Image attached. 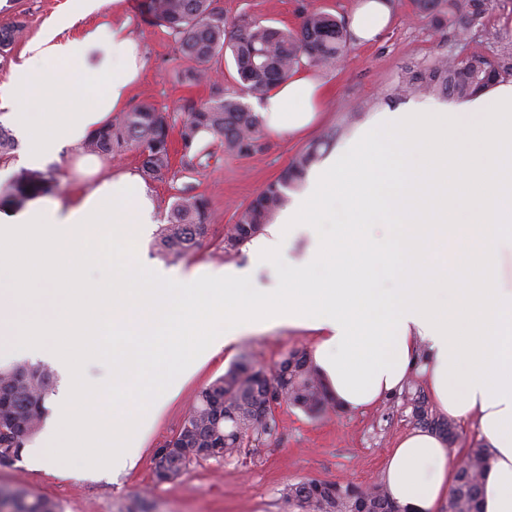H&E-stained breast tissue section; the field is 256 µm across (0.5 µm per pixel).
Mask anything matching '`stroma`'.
Instances as JSON below:
<instances>
[{"mask_svg":"<svg viewBox=\"0 0 512 512\" xmlns=\"http://www.w3.org/2000/svg\"><path fill=\"white\" fill-rule=\"evenodd\" d=\"M357 0H220L227 19L246 13L266 23L292 28L299 22L300 6L309 4L352 21ZM65 0H0V27L21 25L22 32L6 61L0 63V84L21 62L29 43L61 10ZM139 0H106L100 9L80 20V27L114 21L129 22L141 41L144 68L130 86L126 105L152 103L183 116L191 106L207 100L211 84L190 80L193 64L182 57L166 30L146 24ZM392 23L371 43L350 39L343 59L335 67L314 69L326 87L322 112L305 131L277 135L265 133L262 148L252 155L225 151L223 143L203 137L201 148L210 159L193 172L180 167L178 131H171V171L165 181H146L155 203V222L149 225L138 249L143 264L158 263L153 243L160 224L165 223L170 205L183 187L210 201L209 231L202 246L177 262L180 272L200 266L232 265L247 270L252 285L265 288L279 283L288 264L306 253L308 240L299 236L284 245L280 255L265 265L254 264L247 247L225 251L224 237L238 208L248 204L299 152L315 146L327 156L346 145L362 131L376 112L407 107L426 101L448 105L449 97L397 94L405 64H426L434 56L449 52L450 38L420 18L413 0H392ZM21 152L0 161V206L18 210L31 199L48 201L67 196L82 180L73 159L42 169L21 163ZM293 348L312 350L307 332L288 327H271L248 334L233 351L202 365L181 388L165 396L162 406L147 425L143 451L136 466L117 478L76 476L60 478L50 471L29 467L26 458L0 466V489L46 497L60 512H288L281 497L286 485L310 479L352 482L367 487L384 479L386 460L400 438L414 430L408 399L419 388L410 379L406 388L362 413L331 410L310 415L290 405L276 411V437L260 445L244 461L215 460L191 465L177 480L156 483L152 477L155 451L180 429L196 393L210 384L241 355L272 367L282 353Z\"/></svg>","mask_w":512,"mask_h":512,"instance_id":"obj_1","label":"stroma"}]
</instances>
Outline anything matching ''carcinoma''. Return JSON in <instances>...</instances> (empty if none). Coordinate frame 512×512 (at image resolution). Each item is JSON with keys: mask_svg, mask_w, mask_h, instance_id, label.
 I'll list each match as a JSON object with an SVG mask.
<instances>
[{"mask_svg": "<svg viewBox=\"0 0 512 512\" xmlns=\"http://www.w3.org/2000/svg\"><path fill=\"white\" fill-rule=\"evenodd\" d=\"M448 11L434 12L435 0H415L417 10L437 27L453 29L462 46L477 37L489 53L472 51L462 58L434 57L424 66L403 69L399 91L423 92L467 99L493 82L512 77V44L502 43L489 17L497 0H446ZM141 15L150 24L167 29L180 53L195 63L193 80L210 79L214 64L230 57L233 79L240 90L262 100L278 84L288 82L303 66L336 65L348 47L345 20L321 10L302 6L295 28L278 27L242 14L229 21L219 0H142ZM174 126L171 113L142 103L109 120L91 134L84 147L112 156L135 149L141 156V171L153 181H164L170 170L169 136ZM210 135L224 149L250 155L261 149L262 128L258 116L238 96L214 86L208 100L192 107L181 123L180 163L195 171L205 163L199 142ZM16 141L0 125V160L10 157ZM318 160L317 149L298 154L279 177L265 186L254 200L240 208L224 237V250L237 251L260 234L284 205L285 191L304 180ZM209 200L188 188L174 197L167 221L161 225L154 248L161 257L177 261L199 247L208 234ZM54 389L53 372L45 365L28 363L0 368V449L23 448L39 431L46 403ZM292 404L307 413H317L330 404L322 377L308 355L299 349L287 351L267 369L247 359L234 362L195 396L191 411L178 432L164 444L178 449L180 476L198 462L196 449H209V458L238 461L257 445L278 433L276 410ZM411 416L417 425L455 442L452 424L435 415L425 396L412 399ZM488 466V451L477 443L468 448L448 490L447 512H479L481 479ZM366 512H394L385 486L362 490ZM282 498L297 512H352V486L340 482L307 480L286 486ZM9 512H58L45 497L9 494Z\"/></svg>", "mask_w": 512, "mask_h": 512, "instance_id": "carcinoma-1", "label": "carcinoma"}]
</instances>
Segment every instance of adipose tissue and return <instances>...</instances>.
<instances>
[{"label": "adipose tissue", "mask_w": 512, "mask_h": 512, "mask_svg": "<svg viewBox=\"0 0 512 512\" xmlns=\"http://www.w3.org/2000/svg\"><path fill=\"white\" fill-rule=\"evenodd\" d=\"M104 2L67 0L0 85L29 167L80 149L140 75V43L125 26L59 37ZM325 94L299 72L259 118L298 131ZM467 118L476 148L449 147L448 128ZM152 221L128 174L0 211V362L40 357L68 376L33 466L70 477L78 444L82 474L133 468L161 406L148 388L154 367L174 366L162 381L177 391L244 334L275 324L313 332L314 364L340 411L365 409L419 372L442 414L478 421L490 456L481 512H512V285L500 274L512 254V83L446 110L378 112L371 131L315 167L250 244L267 262L296 230L311 233L280 287H245L232 266H140L136 245ZM322 224L334 225V241ZM442 293L449 304H438ZM453 478L447 446L429 431L406 435L386 461V488L406 512H436Z\"/></svg>", "instance_id": "1"}]
</instances>
